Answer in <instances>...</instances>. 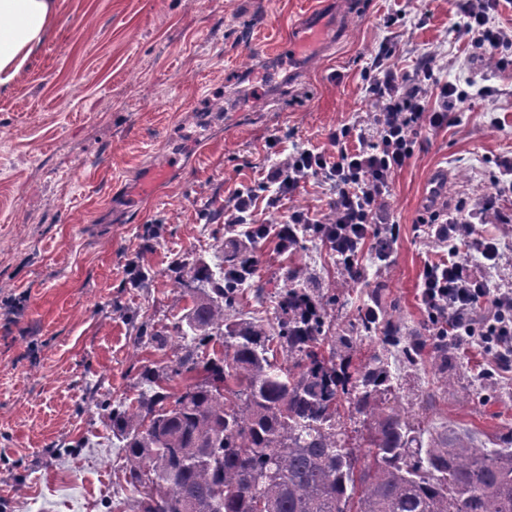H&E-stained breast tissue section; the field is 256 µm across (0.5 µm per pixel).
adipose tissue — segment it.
I'll return each mask as SVG.
<instances>
[{"label":"adipose tissue","instance_id":"obj_1","mask_svg":"<svg viewBox=\"0 0 512 512\" xmlns=\"http://www.w3.org/2000/svg\"><path fill=\"white\" fill-rule=\"evenodd\" d=\"M58 0H0V94L52 37Z\"/></svg>","mask_w":512,"mask_h":512}]
</instances>
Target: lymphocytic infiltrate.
I'll return each instance as SVG.
<instances>
[{"label": "lymphocytic infiltrate", "instance_id": "f902f5d3", "mask_svg": "<svg viewBox=\"0 0 512 512\" xmlns=\"http://www.w3.org/2000/svg\"><path fill=\"white\" fill-rule=\"evenodd\" d=\"M501 2L454 0L464 30L492 49L508 42L504 33L489 25L490 11ZM429 75L426 69L408 76L375 66L368 73L369 91L379 102L373 127L342 126L329 135L332 151L295 150L270 166L260 190H235L233 207L224 221L238 229L233 238L237 259L253 258L256 244L271 236L281 251H288L302 232L309 231L328 244L348 277L355 279L361 274V257L368 242L392 249L400 231L386 208L393 175L409 163L421 144L423 130L448 128L471 101L468 91L448 82L428 93L423 82ZM312 178L330 187L329 217L293 209L277 224L254 222L258 200L277 208L285 196ZM509 193L512 163L505 162L479 210L463 206L452 212L432 210L436 235L462 239L467 249L426 262L420 291L437 335L458 345L478 344L503 367L512 366V289H490L480 273V266H498L501 252L496 239L477 234L476 224L490 215L499 223L511 224L512 214L497 205L498 198Z\"/></svg>", "mask_w": 512, "mask_h": 512}]
</instances>
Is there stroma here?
<instances>
[{
  "label": "stroma",
  "instance_id": "1",
  "mask_svg": "<svg viewBox=\"0 0 512 512\" xmlns=\"http://www.w3.org/2000/svg\"><path fill=\"white\" fill-rule=\"evenodd\" d=\"M52 38L0 95V512H107L132 502L120 434L97 410L101 394L133 402L139 373L177 351L136 341L130 312L171 332L190 304L193 270L230 254L224 210L234 189L258 185L268 141L327 150L343 125L366 127L376 61L434 76L472 98L455 126L425 131L387 199L400 235L386 260L366 251L363 280L344 283L318 240L294 255L256 246L255 275L228 314L236 327L276 324L288 270L304 267L336 292V327L362 307L392 313L407 362L376 331L339 347L349 369L385 353L399 400L433 432L465 431L486 445L512 438V372L477 346L440 354L424 325L418 283L450 245L420 229L431 187L439 207L476 206L500 161L512 159V68L463 31L453 0H58ZM394 26H386L389 15ZM322 38L291 54L314 24ZM309 181L282 209L326 210ZM501 244L487 271L512 289V225L481 224ZM146 277L133 285L131 265Z\"/></svg>",
  "mask_w": 512,
  "mask_h": 512
}]
</instances>
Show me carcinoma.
<instances>
[{
  "instance_id": "obj_1",
  "label": "carcinoma",
  "mask_w": 512,
  "mask_h": 512,
  "mask_svg": "<svg viewBox=\"0 0 512 512\" xmlns=\"http://www.w3.org/2000/svg\"><path fill=\"white\" fill-rule=\"evenodd\" d=\"M247 273L196 269L203 296L187 289L173 326L190 343L141 372L139 405L97 401L124 441L131 512H512V441L480 448L450 430L423 442L387 358L352 374L337 361L336 343L379 322L360 315L349 335H330L334 295L287 284L274 332L226 323ZM218 336L224 352L199 360Z\"/></svg>"
}]
</instances>
